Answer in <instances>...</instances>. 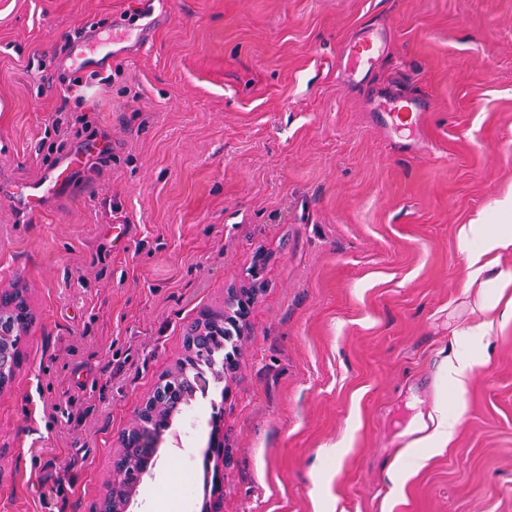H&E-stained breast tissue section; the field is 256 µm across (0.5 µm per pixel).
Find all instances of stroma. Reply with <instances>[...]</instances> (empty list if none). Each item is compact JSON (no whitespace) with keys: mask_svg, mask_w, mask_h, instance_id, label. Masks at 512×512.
Here are the masks:
<instances>
[{"mask_svg":"<svg viewBox=\"0 0 512 512\" xmlns=\"http://www.w3.org/2000/svg\"><path fill=\"white\" fill-rule=\"evenodd\" d=\"M151 13L110 84L59 53ZM371 29L385 51L349 80ZM392 86L425 107L416 145L374 110ZM510 229L512 0H0V287L36 312L0 393V512H90L188 324L260 251L240 368L131 512H202L169 495L218 410L224 512H512V246L472 260Z\"/></svg>","mask_w":512,"mask_h":512,"instance_id":"35a3bbf8","label":"stroma"}]
</instances>
